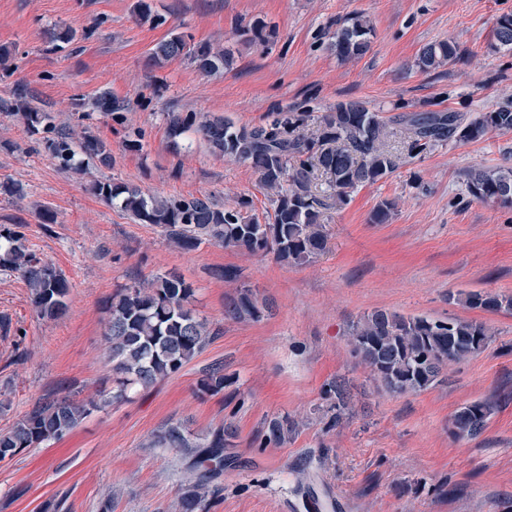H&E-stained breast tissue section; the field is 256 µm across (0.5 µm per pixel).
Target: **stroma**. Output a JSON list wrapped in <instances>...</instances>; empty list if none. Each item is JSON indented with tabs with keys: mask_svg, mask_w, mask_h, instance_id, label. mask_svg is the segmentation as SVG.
<instances>
[{
	"mask_svg": "<svg viewBox=\"0 0 512 512\" xmlns=\"http://www.w3.org/2000/svg\"><path fill=\"white\" fill-rule=\"evenodd\" d=\"M0 0V47L15 66L0 71V99L28 87L58 122L87 130L110 147L112 164L85 159L61 169L23 123L0 111V225H21L29 249L70 282L68 307L39 318L30 290L0 272V431L42 398L77 400L112 388L105 307L133 281L174 272L197 288L196 307L214 335L181 371L127 400L94 411L60 439L0 462V512H182L193 481L182 448L153 446L162 428L182 424L191 437L232 426L235 460L208 494V512H512V315L451 301L460 291L512 296V206L469 195L473 166H512V131H492L404 159L389 177L324 210V253L301 266L216 243L185 252L159 227L133 222L93 194L112 180L166 197L210 196L247 202L264 216L270 202L246 165L217 155L200 136L172 142L170 110L259 123L270 112L318 117L336 102L362 99L390 117L450 109L473 116L512 102V51H490L497 17L512 0ZM373 26L371 49L339 61L328 48L352 13ZM261 35L240 31L254 21ZM80 37L52 50L49 35ZM234 54L232 70L201 73L188 59L146 63L170 33ZM449 40L458 57L425 73L420 48ZM121 103L106 115L100 93ZM141 130L137 150L130 129ZM21 185L24 196L8 194ZM394 202L387 222L377 206ZM56 214L43 223L40 207ZM236 269L238 282L223 272ZM262 305L235 319L225 305L238 286ZM404 316L458 317L485 323L493 336L478 355L448 365L432 388L389 392L352 352L351 329L375 310ZM232 382L196 390L212 363ZM343 384L348 406L330 425L322 391ZM474 401L492 414L474 438L450 433L455 413ZM294 420L278 445L261 446L268 421Z\"/></svg>",
	"mask_w": 512,
	"mask_h": 512,
	"instance_id": "stroma-1",
	"label": "stroma"
}]
</instances>
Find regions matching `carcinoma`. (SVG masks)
Masks as SVG:
<instances>
[{
  "instance_id": "cac0c4a2",
  "label": "carcinoma",
  "mask_w": 512,
  "mask_h": 512,
  "mask_svg": "<svg viewBox=\"0 0 512 512\" xmlns=\"http://www.w3.org/2000/svg\"><path fill=\"white\" fill-rule=\"evenodd\" d=\"M371 31L369 21L355 13L336 29L329 48L340 60L360 59L370 49ZM490 49L512 50V13L496 18ZM457 55V46L448 40L430 42L420 49L415 66L432 72ZM181 57L190 58L206 74L233 64L225 50L209 45L194 48L181 33L156 43L148 62L159 65ZM5 108L20 114L28 133L48 149L61 168L75 167L80 152L103 166L111 165V150L103 142L90 136L80 138L73 127L56 122L51 112L33 104L27 90H19L10 104L1 100L0 110ZM308 118L305 112H270L256 125L237 126L223 116L166 113L170 137L193 130L214 152L249 166L258 175L272 205V213L262 219L244 212L243 202L221 207L207 195L161 197L112 181H98L92 190L105 202L119 205L135 222L160 227L167 239L183 250L193 251L208 241L249 254L271 253L286 265H303L327 246L326 226L321 222L325 203L312 191L318 175L328 179L329 198L343 205L358 189L399 168L401 155L388 148L389 124L405 128L407 156L417 158L450 142H475L491 131H512V104L474 117L446 109L386 118L366 102L350 99L336 103L312 125ZM465 179L476 200L512 205V167H473ZM20 228L16 224L0 229V271L19 274L31 289L37 315L55 319L67 307L70 284L60 271L29 250ZM195 298L196 288L175 273L135 281L113 294L107 318L115 373L111 395L81 402L67 395L41 399L10 430L0 432V461L59 439L94 410L125 399L128 391L150 388L179 372L214 335L195 309ZM457 301L471 309L512 311V296L491 291L460 292ZM226 312L235 319L260 316L256 299L246 289L229 297ZM351 336L354 353L397 394L433 386L443 366L479 354L491 338L482 322L406 317L385 310L364 315L353 326ZM224 380V366L215 364L197 382L198 392L220 393ZM324 399L334 424L346 405L343 388L329 385ZM488 413L489 406L482 402L462 407L453 417L451 434L457 438L479 435ZM232 435L230 427L220 426L192 444L180 424L169 425L158 435V442L169 448H194L191 469L196 481L182 497V512H199L212 482L224 472L227 438ZM286 436L288 418L273 419L260 446L279 444Z\"/></svg>"
}]
</instances>
